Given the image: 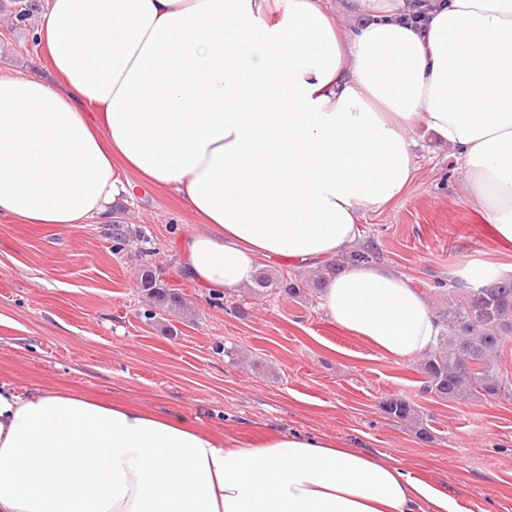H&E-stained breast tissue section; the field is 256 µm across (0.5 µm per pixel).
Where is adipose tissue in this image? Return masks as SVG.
<instances>
[{
  "mask_svg": "<svg viewBox=\"0 0 512 512\" xmlns=\"http://www.w3.org/2000/svg\"><path fill=\"white\" fill-rule=\"evenodd\" d=\"M36 34L57 80L0 73V217L108 224L137 173L203 218L182 242L186 272L232 295L262 260L352 248L362 214L413 180L421 128L512 243V0H48ZM321 301L395 359L440 332L407 279L376 265L331 275ZM0 512L461 509L315 435L243 445L0 380Z\"/></svg>",
  "mask_w": 512,
  "mask_h": 512,
  "instance_id": "obj_1",
  "label": "adipose tissue"
}]
</instances>
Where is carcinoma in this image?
I'll use <instances>...</instances> for the list:
<instances>
[{
	"mask_svg": "<svg viewBox=\"0 0 512 512\" xmlns=\"http://www.w3.org/2000/svg\"><path fill=\"white\" fill-rule=\"evenodd\" d=\"M375 258L373 247L362 245L308 277H287L278 270L263 269L251 291L263 295L277 289L291 298L305 297L322 288L327 276L345 265ZM140 288L157 308L170 311L183 306L182 296L160 287L149 268L143 269ZM443 295L447 302L436 311L443 331L415 367L423 391L448 400L512 398V380L501 373L498 364L505 342L512 338V280L462 288L459 280L450 279ZM383 408L393 419L422 423L423 413L401 397L387 399Z\"/></svg>",
	"mask_w": 512,
	"mask_h": 512,
	"instance_id": "1",
	"label": "carcinoma"
}]
</instances>
